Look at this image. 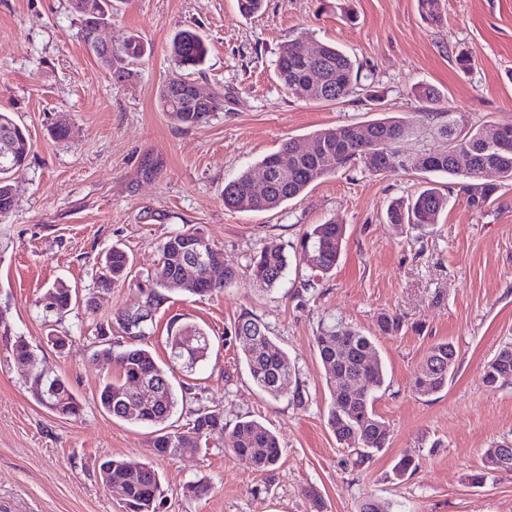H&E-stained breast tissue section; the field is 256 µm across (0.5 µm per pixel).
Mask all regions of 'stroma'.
<instances>
[{"label": "stroma", "instance_id": "obj_1", "mask_svg": "<svg viewBox=\"0 0 512 512\" xmlns=\"http://www.w3.org/2000/svg\"><path fill=\"white\" fill-rule=\"evenodd\" d=\"M264 0L244 17L237 0H112V22L100 32L118 45L140 35L148 52L138 75L113 82L77 37L70 0H0V113L25 131L30 153L14 179L13 210L0 217V512H124L97 477L101 460L153 462L162 490L160 512H359L364 499L391 512H512V473L471 483L486 448L512 441V380L483 384L486 363L512 343V186L484 211L451 197L437 224H393L386 206L427 183L449 178L417 170L371 174L364 166L337 172L271 212L224 205V186L285 143L315 130L361 125L422 111L418 86L436 90L437 111L464 114L484 129L512 125V0H441L443 22L423 20L417 0ZM195 28L209 52L194 80L223 92L224 109L184 128L157 106L172 70L169 42ZM306 37L335 44L356 60L379 102L358 93L339 103L299 101L277 79L281 48ZM473 59L469 72L458 51ZM68 119L66 137L53 136ZM158 162L144 177L145 157ZM345 225L336 268L311 277L289 265L270 291L253 283L249 264L268 242L294 246L313 224ZM197 228L215 244L235 284L199 296L166 294L149 342L167 361L171 326L203 328L206 360L180 373L193 396L170 419L181 428L198 405L220 409L226 432L210 435L198 453L156 459L154 429L112 418L98 405L110 361L96 357L101 319L137 307L158 265L159 248L176 232ZM124 248L131 275L99 294L98 273L112 245ZM76 290L79 304L64 315L46 310L48 285ZM93 301L86 310L85 301ZM249 313L262 321L293 362L302 404L273 399L252 382L224 331ZM399 315L398 335L377 348L386 383L374 409L390 429L387 448L356 464L327 424L329 393L314 338L328 316L374 331L378 317ZM69 337L64 351L45 341ZM25 337L39 369L65 378L83 410L64 418L40 406L25 366L10 349ZM452 342L455 369L447 387L424 397L410 380L427 348ZM263 421L279 438L282 458L271 473L230 451L231 427ZM411 475L396 478L402 455ZM207 478L201 497L186 485ZM317 490L314 508L307 490Z\"/></svg>", "mask_w": 512, "mask_h": 512}]
</instances>
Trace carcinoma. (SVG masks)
I'll return each instance as SVG.
<instances>
[{
    "instance_id": "cac0c4a2",
    "label": "carcinoma",
    "mask_w": 512,
    "mask_h": 512,
    "mask_svg": "<svg viewBox=\"0 0 512 512\" xmlns=\"http://www.w3.org/2000/svg\"><path fill=\"white\" fill-rule=\"evenodd\" d=\"M423 17L431 23L441 22L440 0H418ZM170 55L174 70L158 92V104L162 111L178 125L193 127L206 120L212 113L224 109V94L213 93L201 101L178 94V86L190 81V73L204 65L208 45L204 38L192 28L176 32L170 40ZM147 54L141 37L131 35L119 47L112 48V55L101 60L109 71L112 81L123 83L137 75V67ZM276 76L284 89L297 99L315 102H336L349 98L361 88L360 72L355 68L351 56L329 44H318V52L304 57L296 52L295 43L285 45L276 60ZM423 118L430 125V136L437 141L433 149L411 135L412 122L400 117L371 120L363 125L366 139L363 143L382 154L388 162L371 169L376 175L397 170H406L413 162L407 160V152L422 153L426 164L419 170L427 173L446 174L458 179L460 195L469 208L480 211L491 197L504 185L512 184V125L499 127V138L508 143L503 149L488 142L484 129L474 125L465 116L456 112H426ZM344 127H326L307 137L316 145L311 152H303L294 142L284 144L259 162L258 167H268V162L277 160V168L271 175L264 194L253 190L252 173L244 171L224 186V205L239 211H272L290 199L299 196L313 183L365 163L364 150L360 146L343 141ZM27 139L23 130L7 114L0 113V163L11 161L17 167L10 174L0 172V204H14L12 179L24 167L28 153H18L10 148V142ZM471 155L472 166L462 169L456 163V154ZM448 198L438 188L420 191L408 200H394L387 208V218L393 224L428 226L438 223ZM197 230L180 232L167 239L160 247L159 268L151 278L152 288L147 293L140 314L129 318L121 315L125 332L131 334L133 342L114 348L112 338L107 336V326L100 325L98 354L110 357L117 376L103 382L98 388V404L112 417L155 427L153 448L158 458H174L200 450L203 438L224 430V414L217 409L200 407L191 411L192 419L181 429L168 431L164 424L170 419L177 405L174 383L176 363L193 369L205 359L210 346L209 337L196 326L179 328L170 336V365L164 367L149 349L147 331L153 328L154 315L166 300L167 286L158 281L163 274L172 277L178 273L181 255L173 243ZM346 239V229L334 222L311 225L301 236L294 257L308 268L312 275H326L340 258ZM289 256L283 244L268 243L256 255L250 265L252 279L262 287H277L288 271ZM130 269L129 256L125 250L114 246L109 251L105 265L98 274L97 285L116 287L125 282ZM239 272L233 267H224V281L211 284L200 278L197 287L188 288L192 295H205L221 290L237 281ZM52 295L56 313L62 315L70 310L73 295L70 288L57 283L46 289ZM378 331L383 335H396L403 323L399 316L384 314L377 320ZM224 341L233 343L241 354L253 383L272 397L284 394L292 401L302 400L299 384L293 383L295 366L288 353L276 346L266 326L250 314L242 315ZM315 345L325 373H346L350 386L338 387L336 381L327 379L331 402L327 422L336 439L356 450L359 463L372 457L389 442L390 430L385 421L374 410V392L382 388L386 373L376 348V337L334 318L321 324L315 336ZM14 358L24 359L36 365L35 354L29 342L19 338L11 348ZM457 351L450 342L432 345L417 369L410 388L421 396H430L448 385V376L455 368ZM373 380L374 391L353 388L360 377ZM137 379L154 381L160 393L152 401L142 402L128 410L127 384ZM512 379V344L503 345L485 365L483 382L496 385ZM31 394L42 406L57 403L55 413L72 417L82 411L79 400L71 391L67 381L57 376L53 381L30 386ZM231 452L247 461L256 470L270 472L279 463L282 450L277 435L262 422L251 419L237 423L233 429ZM484 457L496 463V467L482 468L470 476L474 484L482 483L490 473L512 472V451L502 453L494 445L485 450ZM102 484L121 494L126 512H157L161 500L158 472L150 462H133L123 458L109 457L98 465Z\"/></svg>"
}]
</instances>
